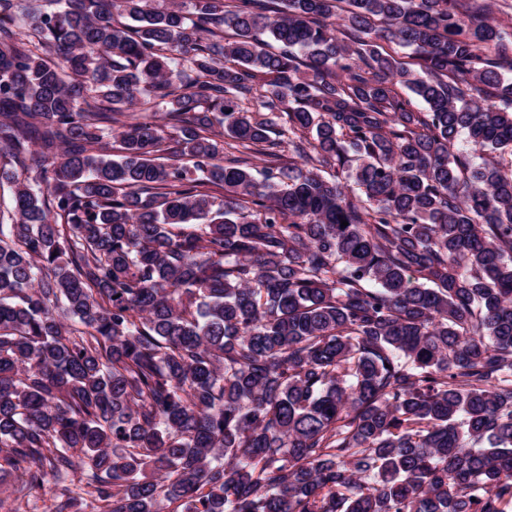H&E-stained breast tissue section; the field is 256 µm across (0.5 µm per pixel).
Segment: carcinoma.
<instances>
[{"mask_svg": "<svg viewBox=\"0 0 512 512\" xmlns=\"http://www.w3.org/2000/svg\"><path fill=\"white\" fill-rule=\"evenodd\" d=\"M152 2L0 0V481L52 512H512V23Z\"/></svg>", "mask_w": 512, "mask_h": 512, "instance_id": "obj_1", "label": "carcinoma"}]
</instances>
